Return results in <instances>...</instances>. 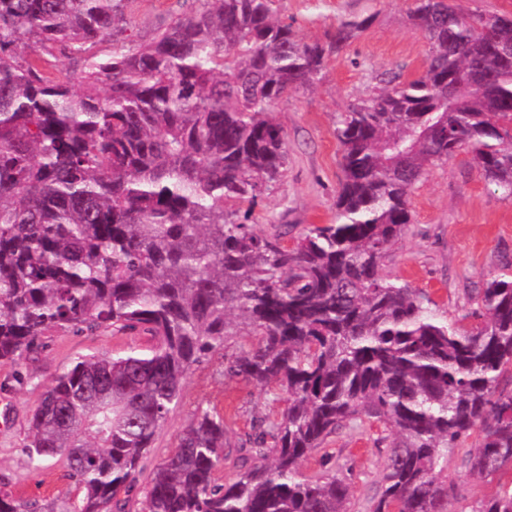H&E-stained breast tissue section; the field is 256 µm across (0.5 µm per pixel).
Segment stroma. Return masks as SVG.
Returning a JSON list of instances; mask_svg holds the SVG:
<instances>
[{"label":"stroma","instance_id":"stroma-1","mask_svg":"<svg viewBox=\"0 0 512 512\" xmlns=\"http://www.w3.org/2000/svg\"><path fill=\"white\" fill-rule=\"evenodd\" d=\"M192 0H131L127 46L148 42L171 14L190 8ZM412 0H276L282 19L300 37L321 41L348 18L367 19L366 28L340 53L329 56L322 79L275 106L274 117L288 141V167L280 182L269 185L253 209L251 223L261 234L280 233L292 245L304 229L336 220V194L343 180L336 122L350 104L380 86L382 74L413 78L423 69L427 44L409 18ZM413 223L383 260V271L425 295L448 321L466 319L484 282L512 274V198L488 185L466 153L432 167L410 193ZM254 331L240 330L224 346L195 364L182 384L180 402L157 432L143 458V475L177 447L182 431L198 409L224 415L232 453L218 471L220 482L237 474L234 455L253 417L279 414L287 405L278 389L260 387L225 375L242 351L256 345ZM145 337L71 329L45 337L39 348L16 364L0 365V490L21 502L57 499L80 503L83 489L69 476L66 462L49 459L31 468L23 452L28 419L52 379L78 358L112 354L145 345ZM384 427L361 418L327 438L318 453L306 458L303 475L336 472L351 489V512H369L381 478L387 448ZM464 452L448 454L449 512H478L483 501L512 486V469L488 477L470 474Z\"/></svg>","mask_w":512,"mask_h":512}]
</instances>
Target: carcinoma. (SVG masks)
Here are the masks:
<instances>
[{
    "mask_svg": "<svg viewBox=\"0 0 512 512\" xmlns=\"http://www.w3.org/2000/svg\"><path fill=\"white\" fill-rule=\"evenodd\" d=\"M273 3L200 0L130 49L128 0H0V365L64 329L150 340L78 359L31 415L23 452L35 468L65 458L84 490L75 512H129L187 373L239 325L260 340L225 373L287 406L259 421L224 484V415L197 411L141 512H347L348 483L300 465L361 415L392 437L370 512H447L448 450L476 429L469 472L512 467V275L485 282L467 330L382 270L427 166L466 152L512 198V15L413 0L423 71L342 115L336 223L288 246L248 224L288 163L273 108L366 21L307 42ZM450 78L476 89L450 101ZM0 512L70 510L1 491ZM480 512H512V493Z\"/></svg>",
    "mask_w": 512,
    "mask_h": 512,
    "instance_id": "1",
    "label": "carcinoma"
}]
</instances>
